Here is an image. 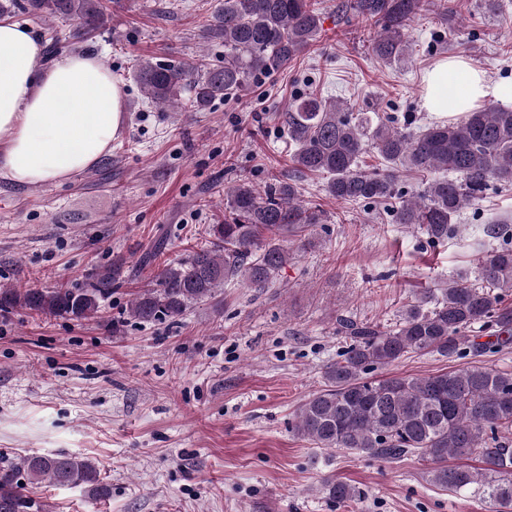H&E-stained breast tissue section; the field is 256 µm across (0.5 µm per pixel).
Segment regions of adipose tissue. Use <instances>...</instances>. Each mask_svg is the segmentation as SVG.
<instances>
[{"label":"adipose tissue","mask_w":512,"mask_h":512,"mask_svg":"<svg viewBox=\"0 0 512 512\" xmlns=\"http://www.w3.org/2000/svg\"><path fill=\"white\" fill-rule=\"evenodd\" d=\"M25 23L0 19V175L20 186H43L90 168L122 128L125 98L99 59L74 52L51 65ZM464 80L457 107L488 97L512 98V80L492 82L460 57L441 61L430 85Z\"/></svg>","instance_id":"ef3b65f1"}]
</instances>
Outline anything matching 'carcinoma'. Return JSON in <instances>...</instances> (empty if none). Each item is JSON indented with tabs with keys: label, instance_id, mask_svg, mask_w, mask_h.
Returning <instances> with one entry per match:
<instances>
[{
	"label": "carcinoma",
	"instance_id": "carcinoma-1",
	"mask_svg": "<svg viewBox=\"0 0 512 512\" xmlns=\"http://www.w3.org/2000/svg\"><path fill=\"white\" fill-rule=\"evenodd\" d=\"M120 2L0 0V14L74 23L66 33L52 29L47 55L53 57L94 37ZM423 7L424 0H342L338 12L378 27L372 52L397 65L406 58L410 22ZM203 29L206 39L224 44V63L144 58L137 65L135 80L157 108L201 112L247 90L314 45L322 22L312 0H220ZM282 118L295 147V171L327 176L325 191L338 201L383 205L392 223L422 231L430 246L456 232L457 215L482 199L490 184L512 185V105L487 106L417 130L408 116L376 120L311 92L290 102ZM368 152L379 163L366 171L361 158ZM225 197L224 223L209 225L203 246L157 268L124 315L174 323L192 306L216 299L226 284L269 288L288 264L286 242L308 240L326 221L322 210L304 203L293 180L275 178L259 187L241 179ZM486 233L503 245L481 259L477 279L461 272L424 292L393 328L339 320L338 332L350 343L327 366L324 388L298 408L295 431L319 448L367 451L388 461L419 456L434 464L436 484L456 491L475 485L492 512H512V372L470 366L425 377H368L376 366L410 352L480 356L488 344L471 340L477 327L496 330L498 346L512 343V308L503 307L495 292L512 289V221L490 224ZM115 277L103 268L79 288L0 286V312L23 308L39 316L94 319L112 295ZM475 453L485 467L445 465L450 457ZM38 483L84 487L102 499L110 494L87 458L25 454L0 461V512H48L30 490ZM324 489L334 501L356 497L355 489L332 479Z\"/></svg>",
	"mask_w": 512,
	"mask_h": 512
}]
</instances>
